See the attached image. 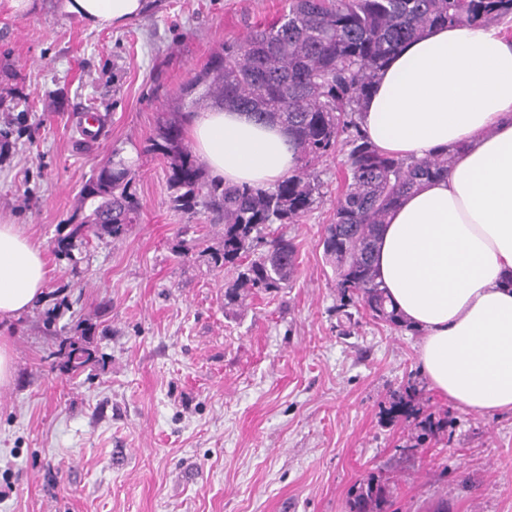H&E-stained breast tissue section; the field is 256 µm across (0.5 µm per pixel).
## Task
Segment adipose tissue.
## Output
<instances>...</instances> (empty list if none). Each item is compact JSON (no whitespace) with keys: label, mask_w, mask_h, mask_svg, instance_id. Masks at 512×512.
<instances>
[{"label":"adipose tissue","mask_w":512,"mask_h":512,"mask_svg":"<svg viewBox=\"0 0 512 512\" xmlns=\"http://www.w3.org/2000/svg\"><path fill=\"white\" fill-rule=\"evenodd\" d=\"M91 29L124 25L150 0H60ZM382 152L454 151L447 175L405 196L380 230L375 264L393 306L422 333L429 388L481 415L512 412V36L496 24L434 27L397 51L359 112ZM189 135L212 179L267 187L297 167L288 129L217 108ZM45 250L0 218V319L45 295Z\"/></svg>","instance_id":"1"}]
</instances>
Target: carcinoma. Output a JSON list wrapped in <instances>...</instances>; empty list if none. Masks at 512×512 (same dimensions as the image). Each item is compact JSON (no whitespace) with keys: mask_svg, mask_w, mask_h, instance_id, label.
<instances>
[{"mask_svg":"<svg viewBox=\"0 0 512 512\" xmlns=\"http://www.w3.org/2000/svg\"><path fill=\"white\" fill-rule=\"evenodd\" d=\"M509 15L512 0H285L276 22L224 42L223 52L207 61L188 90L202 85L207 100L286 125L300 155V165L273 187L229 186L204 179L178 118L166 120L150 139L149 151L167 159L171 207L188 211L202 203L224 222L221 248L211 255L214 265L237 270L236 281L224 290V305L236 304L244 288L272 292L289 284L296 246L283 234L270 236V228L295 224L312 208L320 190L315 162L341 150L349 178L322 239L334 264L339 308L359 304L389 326L409 328L377 282L378 231L405 193L448 172L452 156L415 161L379 152L359 128L358 106L390 55L428 28ZM132 179L122 159L95 171L54 253L76 265V253L93 240L125 237L140 210ZM60 351L63 369L73 376L98 361L88 328ZM351 509L385 512L381 489L367 485Z\"/></svg>","mask_w":512,"mask_h":512,"instance_id":"cac0c4a2","label":"carcinoma"}]
</instances>
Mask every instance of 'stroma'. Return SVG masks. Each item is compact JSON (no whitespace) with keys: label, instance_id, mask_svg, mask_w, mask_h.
<instances>
[{"label":"stroma","instance_id":"stroma-1","mask_svg":"<svg viewBox=\"0 0 512 512\" xmlns=\"http://www.w3.org/2000/svg\"><path fill=\"white\" fill-rule=\"evenodd\" d=\"M284 0H154L92 30L59 11L0 8V214L47 251L45 301L0 322L14 360L0 386V512H350L374 480L387 512H512V413L482 416L431 391L419 333L340 313L322 235L343 152L315 166L323 196L284 226L287 288L225 306L222 225L169 204L168 164L148 150L225 40L276 20ZM105 126L86 142L76 118ZM132 159L140 203L119 240L78 268L53 254L93 170ZM203 238L183 251V227ZM96 326L100 364L63 373L60 342ZM419 413L390 417L407 387ZM438 423L423 436L425 419Z\"/></svg>","mask_w":512,"mask_h":512}]
</instances>
